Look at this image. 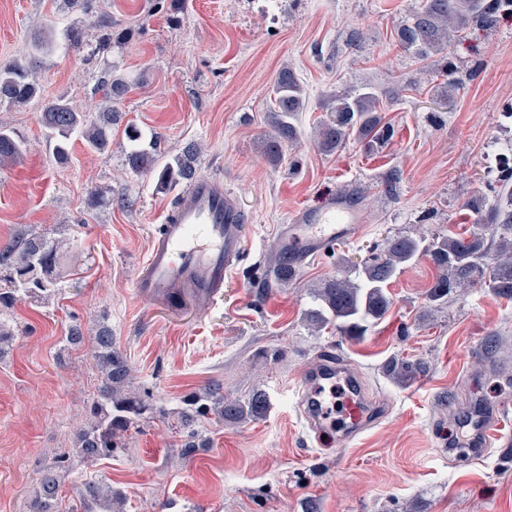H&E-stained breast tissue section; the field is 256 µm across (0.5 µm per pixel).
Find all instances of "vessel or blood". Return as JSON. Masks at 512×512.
<instances>
[{
  "label": "vessel or blood",
  "mask_w": 512,
  "mask_h": 512,
  "mask_svg": "<svg viewBox=\"0 0 512 512\" xmlns=\"http://www.w3.org/2000/svg\"><path fill=\"white\" fill-rule=\"evenodd\" d=\"M357 204L341 194L326 195L317 205L296 210L280 227V245L291 267L326 253L336 244L357 238L363 231ZM248 229V218L223 181L199 180L187 186L152 236L143 271L135 281L139 296L162 302L188 288L195 297L215 299L235 268ZM335 357L309 372L300 386L301 406L310 431L327 444L348 445L372 423L373 407L362 395L356 378H349L339 421L320 398L322 385L338 373ZM470 424L480 444L490 448L505 439L501 415H475Z\"/></svg>",
  "instance_id": "1"
}]
</instances>
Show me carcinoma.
I'll return each mask as SVG.
<instances>
[{
  "label": "carcinoma",
  "mask_w": 512,
  "mask_h": 512,
  "mask_svg": "<svg viewBox=\"0 0 512 512\" xmlns=\"http://www.w3.org/2000/svg\"><path fill=\"white\" fill-rule=\"evenodd\" d=\"M150 9L165 11L168 20L178 21L184 0H153ZM512 12V0H420L412 16L397 30L398 43L419 62L435 56L448 58L450 47L469 23L493 28L499 17ZM59 17L44 20L41 32L32 45L31 57L52 52L58 44L55 31ZM105 34L96 44V56L114 45L127 42L132 28L103 26ZM87 46L82 28L68 27L64 50L81 52ZM32 61H15L0 68V104L23 105L34 99L41 89L31 75ZM105 106L91 112L64 99L48 101L40 119L47 139L53 143L57 162L70 156V142L78 136L91 150L103 153L112 142V130L121 120L119 105L131 85L118 66L112 64L102 73ZM275 104L271 123L274 134L266 139V152L278 156L282 144L297 139L294 124L297 113L304 111L302 88L292 69L281 68L275 81ZM324 107L333 112L329 121L316 127L315 136L326 152L340 147L357 136L367 145H384L394 137L393 126L383 120L379 97L369 87L331 98ZM124 134L130 142L124 153L125 170L148 175L158 193H168L176 186L197 179V162L201 149L188 143L170 157L162 149V137L156 133L143 135L141 130L126 125ZM24 142L12 130L0 127V167L20 161ZM477 231L469 236L448 235L432 243L410 236H393L385 240L367 260L352 265L341 276L331 277L312 289L316 307L308 312L310 325L317 330L331 325L342 336H364L386 314L390 300L388 282L404 265L421 254L432 257L439 269L438 277L428 292L431 303L441 304L452 292H465L485 286L512 294V168L505 170L492 199L484 196L472 202ZM61 243L54 236L31 229L19 232L12 240L0 244V350L12 342L14 331L2 315L24 297L47 304L56 295V269L60 261ZM494 262L486 263L489 253ZM93 358L102 376L100 399L91 407L92 422L82 428L75 441V453H62L39 477L38 490L30 502V512H58V494L62 480L74 467V461L94 463L112 456L125 447L127 432L151 419L156 408L138 392L130 389L131 366L116 347L112 329L100 325L93 338ZM413 364L407 360L392 361L388 373L396 380L410 378ZM182 409L183 426L190 437L197 436L193 424L200 417L213 415L220 420L258 419L266 411L265 394L257 392L248 400L224 397L218 384H211L188 395ZM79 512H112V500L122 499L112 486L100 480H89L76 491Z\"/></svg>",
  "instance_id": "cac0c4a2"
}]
</instances>
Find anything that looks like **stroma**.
<instances>
[{
  "label": "stroma",
  "instance_id": "stroma-1",
  "mask_svg": "<svg viewBox=\"0 0 512 512\" xmlns=\"http://www.w3.org/2000/svg\"><path fill=\"white\" fill-rule=\"evenodd\" d=\"M92 3L90 37L105 20L136 30L107 55L132 83L122 102L128 119L160 133L170 152L200 144L199 177L222 179L251 222L221 298H139L133 281L176 192L157 193L151 178L125 171L123 133L102 154L73 139L60 166L39 106H0V126L28 147L0 169V242L24 226L67 239L59 292L47 305L15 306L16 338L0 355V512H26L40 471L86 423L99 385L90 349L103 323L133 368L134 389L164 409L132 430L122 452L69 477L71 485L88 475L110 483L123 512H512V446L481 449L464 467L450 456L470 407L512 421V298L477 287L428 305L438 271L423 255L390 281V307L366 335L315 332L307 320L310 286L385 238L472 232L468 201L496 185L500 155H512V15L455 43L449 61L460 86L449 100L432 65L397 44L395 30L419 0H189L176 27L147 0ZM55 8L54 0H0L1 67L29 56ZM285 66L306 109L298 140L275 159L265 140ZM32 71L47 97L90 109L102 101V63L56 51ZM365 85L393 141L323 151L312 131L328 118L324 100ZM94 188L115 204L88 209ZM331 192L355 194L362 235L263 291L280 225ZM75 324L83 341L72 347L64 338ZM328 350L384 409L344 448L317 446L295 395ZM394 358L415 363L417 374L395 383L386 372ZM212 383L243 401L262 392L267 410L206 424L203 446L185 449L182 400Z\"/></svg>",
  "mask_w": 512,
  "mask_h": 512
}]
</instances>
